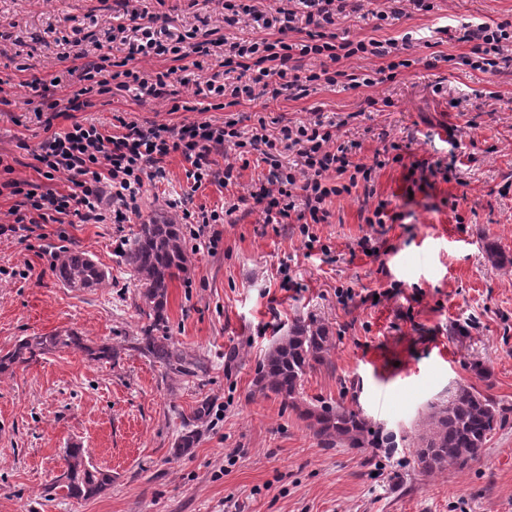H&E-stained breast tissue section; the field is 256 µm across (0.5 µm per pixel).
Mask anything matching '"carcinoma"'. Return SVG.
I'll return each instance as SVG.
<instances>
[{"label": "carcinoma", "mask_w": 512, "mask_h": 512, "mask_svg": "<svg viewBox=\"0 0 512 512\" xmlns=\"http://www.w3.org/2000/svg\"><path fill=\"white\" fill-rule=\"evenodd\" d=\"M123 258L141 289L142 313L150 320L143 336L135 339L132 349L162 365L167 371L187 376L201 369L196 358L178 349L167 335L153 331L166 323L169 285L187 271L188 253L181 225L163 217H153L139 226L123 249ZM56 276L69 288H91L106 280V273L84 252L66 250L55 265ZM333 348L329 329L316 320L297 319L270 348L263 361L256 386L259 391L282 397L300 416L309 421L314 435L326 445L346 444L351 448H376L379 433L371 430L360 411L343 404L323 405L318 409H300L299 395L308 372L323 365ZM60 350H74L101 362L112 361V346L91 345L79 333L69 330L48 336H27L12 349L0 351V375L15 370L38 356ZM506 409L490 395L473 386L459 385L448 401L432 403L423 419V433L418 436L416 457L428 474L450 468L463 470L465 460L480 458L492 432L503 425ZM196 429L186 430L179 438L175 454L183 455L195 447ZM112 484V474L87 459L82 448H69L65 469L54 488L69 498L87 499Z\"/></svg>", "instance_id": "obj_1"}]
</instances>
